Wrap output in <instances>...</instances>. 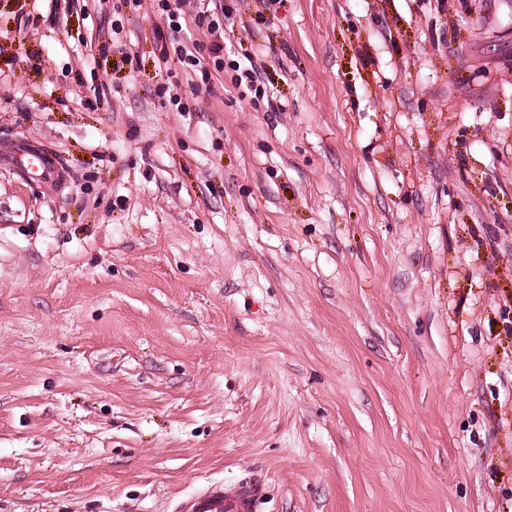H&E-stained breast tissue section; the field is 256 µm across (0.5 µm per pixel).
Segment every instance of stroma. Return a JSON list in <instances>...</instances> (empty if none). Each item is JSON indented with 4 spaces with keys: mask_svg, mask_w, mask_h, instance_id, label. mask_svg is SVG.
<instances>
[{
    "mask_svg": "<svg viewBox=\"0 0 512 512\" xmlns=\"http://www.w3.org/2000/svg\"><path fill=\"white\" fill-rule=\"evenodd\" d=\"M213 2L0 0V512H512V0ZM154 2H158L157 5L159 10L167 19L166 34L161 31L158 32V38L163 43V46L160 49L162 60L167 62L170 57L167 51L168 40L169 44L174 49V53L177 55L178 62L183 66L192 69V71L199 73L202 85H205V88H207V85L211 81L212 73L210 72L206 61H211L214 70H224V43H221L220 39H224L222 36L224 32V18L226 19L228 14L222 11L223 20L221 22L219 17L214 19L213 15L207 14L209 11L207 8L204 10V3H200L203 6L200 7V10L197 13V26L203 28L206 24L207 30L210 35L214 36V39H212L209 44L192 41L190 48L180 37V33L183 30L181 22L179 21L180 14L174 9H171V1L155 0ZM220 29L222 33H219L218 36L217 33ZM233 62H236L233 63V67L235 68L234 70L238 72L237 85L241 86L244 83L250 92H254V97L257 99V101L260 99L263 101L266 96L268 102L266 91L258 84H256V82L259 81V71L254 58L245 56V61L239 62L235 60ZM23 170L31 182L47 183L59 181L63 177V166L59 159L47 150L19 141L10 148L2 149L0 160ZM257 492L253 485L213 482L195 494L179 500L174 512H256Z\"/></svg>",
    "mask_w": 512,
    "mask_h": 512,
    "instance_id": "stroma-1",
    "label": "stroma"
}]
</instances>
